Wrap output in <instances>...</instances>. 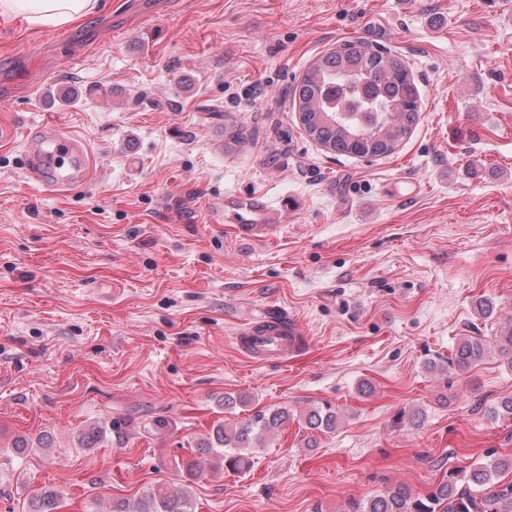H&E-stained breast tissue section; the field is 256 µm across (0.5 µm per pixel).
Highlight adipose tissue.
Instances as JSON below:
<instances>
[{"label":"adipose tissue","instance_id":"1","mask_svg":"<svg viewBox=\"0 0 512 512\" xmlns=\"http://www.w3.org/2000/svg\"><path fill=\"white\" fill-rule=\"evenodd\" d=\"M99 0H0V15L21 16L32 26L59 27L97 10Z\"/></svg>","mask_w":512,"mask_h":512}]
</instances>
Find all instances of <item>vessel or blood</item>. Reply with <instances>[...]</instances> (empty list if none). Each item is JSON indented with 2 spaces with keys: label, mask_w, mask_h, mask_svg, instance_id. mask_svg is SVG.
<instances>
[{
  "label": "vessel or blood",
  "mask_w": 512,
  "mask_h": 512,
  "mask_svg": "<svg viewBox=\"0 0 512 512\" xmlns=\"http://www.w3.org/2000/svg\"><path fill=\"white\" fill-rule=\"evenodd\" d=\"M92 164L88 146L81 138L53 130L34 132L24 146V173L27 181L46 192L71 189L86 178ZM244 223L233 225L239 237L269 235L275 220L265 201L250 199L241 205ZM241 351L250 359L273 363L288 358L302 348L304 338L299 324L287 311L264 313L246 323L237 335Z\"/></svg>",
  "instance_id": "1"
}]
</instances>
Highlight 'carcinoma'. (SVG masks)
Listing matches in <instances>:
<instances>
[{
	"instance_id": "obj_1",
	"label": "carcinoma",
	"mask_w": 512,
	"mask_h": 512,
	"mask_svg": "<svg viewBox=\"0 0 512 512\" xmlns=\"http://www.w3.org/2000/svg\"><path fill=\"white\" fill-rule=\"evenodd\" d=\"M300 123L314 141L340 155L375 158L393 154L415 123L419 93L403 60L390 50L345 43L313 62L294 90ZM488 354L487 343L467 337L457 343L448 364L467 371ZM291 419L283 408L255 411L245 419L216 426L198 444V454L212 455L233 472L247 470L256 449ZM310 430L333 431L337 413L315 408L302 416ZM512 470V457L499 456L464 471L449 473L424 497L396 484L352 512H512V485L501 487L500 473ZM65 493L46 488L28 502L27 512H58ZM111 512H194L184 493L160 483L144 496L112 503Z\"/></svg>"
}]
</instances>
